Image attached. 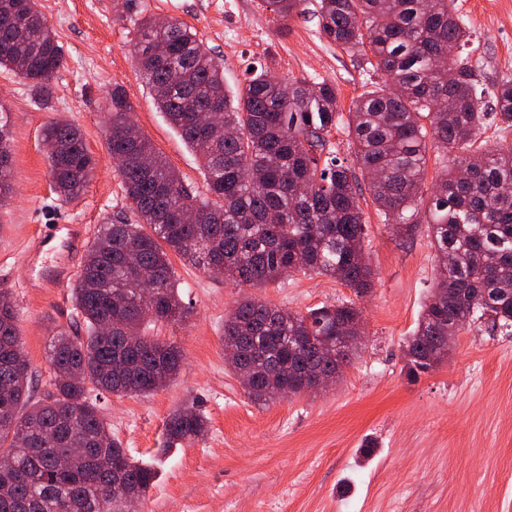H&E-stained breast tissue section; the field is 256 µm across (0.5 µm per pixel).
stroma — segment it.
Returning a JSON list of instances; mask_svg holds the SVG:
<instances>
[{
	"label": "stroma",
	"instance_id": "obj_1",
	"mask_svg": "<svg viewBox=\"0 0 512 512\" xmlns=\"http://www.w3.org/2000/svg\"><path fill=\"white\" fill-rule=\"evenodd\" d=\"M318 3L305 0L302 15L278 21L261 0H39L65 57L52 100L42 104L23 80L0 70L15 186L0 208V295L18 311L36 395L53 380L51 336L78 321L70 286L38 285L27 255L38 225L64 221L94 233L108 221H136L104 135L113 85L124 88L134 122L185 187L206 194L200 158L172 131L140 78L131 15L172 16L192 27L223 58L229 89L242 86L253 67L287 81L324 79L335 84L345 112L385 77L322 36ZM456 8L469 25L483 82L512 78V0H456ZM60 115L79 128L96 161L92 180L72 201L53 192L41 145L43 127ZM360 206L375 272L360 297L336 280L299 273L250 292L172 256L191 316L150 333L180 346L179 374L148 395L97 398L124 447L157 465L158 479L137 512H512V333L476 322L457 336L447 362L409 378L406 342L433 287L435 250L424 225L399 235L369 195ZM249 293L303 314L356 301L364 322L358 355L328 388L254 403L222 343L225 318ZM190 403L207 417L206 434L159 456L167 417ZM368 441L375 449L365 457Z\"/></svg>",
	"mask_w": 512,
	"mask_h": 512
}]
</instances>
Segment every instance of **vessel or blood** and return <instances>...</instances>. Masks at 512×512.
<instances>
[{
  "label": "vessel or blood",
  "mask_w": 512,
  "mask_h": 512,
  "mask_svg": "<svg viewBox=\"0 0 512 512\" xmlns=\"http://www.w3.org/2000/svg\"><path fill=\"white\" fill-rule=\"evenodd\" d=\"M86 245V235L79 224H49L33 239L29 257L32 263L44 262L57 251H64L63 262L45 269L44 279L52 285L69 282L74 276V257Z\"/></svg>",
  "instance_id": "1"
}]
</instances>
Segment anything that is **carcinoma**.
Returning a JSON list of instances; mask_svg holds the SVG:
<instances>
[{
    "mask_svg": "<svg viewBox=\"0 0 512 512\" xmlns=\"http://www.w3.org/2000/svg\"><path fill=\"white\" fill-rule=\"evenodd\" d=\"M275 19L304 0H262ZM452 0H319L321 34L367 58L391 80L340 112L336 87L287 82L263 70L236 92L224 67L190 26L174 17L133 20L138 70L157 109L202 159L208 195L199 199L135 126L123 88L112 86L107 147L137 223L101 225L88 247L72 300L80 326L49 345L52 389L36 399L13 303L0 295V512H125L127 496L146 497L158 478L112 436L93 392L141 395L180 371L174 342L150 325L181 323L183 305L170 254L191 258L237 285L263 287L294 273L340 281L360 296L373 284L362 260L365 224L360 181L340 164L331 130L341 127L378 213L410 234L420 223L429 146L449 163L436 180L425 224L436 252V283L405 349L408 375L446 361L436 348L487 319L512 329V146L484 148L489 125L512 127V79L481 87L478 62L457 54L468 26ZM64 53L38 0H0V68L47 103ZM219 102L208 121L201 111ZM52 187L78 197L96 165L79 129L56 118L42 130ZM10 120L0 111V204L13 194ZM468 164L470 176L460 174ZM193 212L196 221L182 215ZM363 318L352 301L296 313L246 297L224 320V344L239 351L232 371L255 402L304 393V375L331 373L355 350L336 346ZM208 421L189 406L166 422L160 455L204 435ZM71 466L60 459L72 449Z\"/></svg>",
    "mask_w": 512,
    "mask_h": 512,
    "instance_id": "obj_1",
    "label": "carcinoma"
}]
</instances>
